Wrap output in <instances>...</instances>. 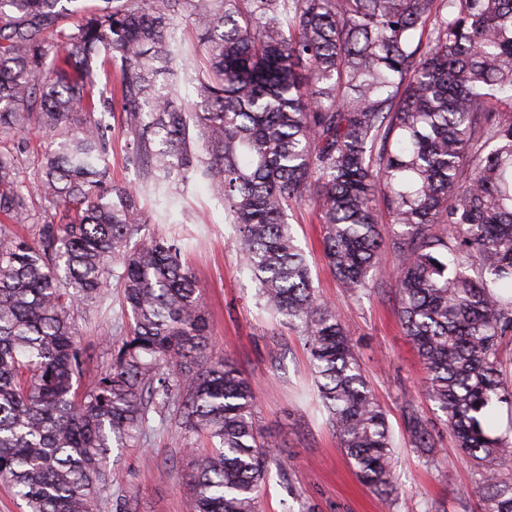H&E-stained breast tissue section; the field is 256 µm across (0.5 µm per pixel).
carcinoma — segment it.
<instances>
[{
  "label": "carcinoma",
  "instance_id": "obj_1",
  "mask_svg": "<svg viewBox=\"0 0 512 512\" xmlns=\"http://www.w3.org/2000/svg\"><path fill=\"white\" fill-rule=\"evenodd\" d=\"M0 0V134L51 140L31 194L54 203L37 241L0 228V483L26 512H99L112 448L174 422L195 512H260L271 469L248 379L210 354L198 282L171 238L143 233L195 183L224 202L271 314L302 336L322 408L357 477L398 495L394 440L336 309L321 302L288 224L312 205L326 265L351 294L402 256L398 318L424 396L480 475L486 512H512V0ZM194 27L190 50L173 38ZM56 33L48 50L44 33ZM192 61L193 96L172 64ZM115 70L117 91L96 88ZM142 185L112 184L109 125ZM28 195L0 155V214ZM128 322L112 364L82 386L78 319L110 280ZM410 445L435 452L408 403ZM204 434L201 456L191 435Z\"/></svg>",
  "mask_w": 512,
  "mask_h": 512
}]
</instances>
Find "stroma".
Returning <instances> with one entry per match:
<instances>
[{
	"mask_svg": "<svg viewBox=\"0 0 512 512\" xmlns=\"http://www.w3.org/2000/svg\"><path fill=\"white\" fill-rule=\"evenodd\" d=\"M49 142L37 131L0 136V153L18 156L20 179L30 185ZM320 298L336 306L366 379L393 431L398 495L392 504L374 496L347 463L317 398L309 353L298 331L272 317L257 300V288L239 263V239L223 203L197 185L172 222L151 223L147 232L185 243L184 258L202 289L210 314L213 354L235 361L247 376L259 424L275 452L291 464L290 482L270 479L262 512H484L478 475L459 455L433 403L422 397L425 375L398 321L392 281L374 291L348 296L328 271L322 226L309 208L289 217ZM103 309H88L79 321L85 351L84 382L107 369L112 344L120 336L121 291L110 283ZM414 402L434 424L436 452L424 456L407 442L403 406ZM147 443L112 451L113 495L128 494L137 512H194L184 473L188 461L172 445L171 422L152 418Z\"/></svg>",
	"mask_w": 512,
	"mask_h": 512,
	"instance_id": "35a3bbf8",
	"label": "stroma"
}]
</instances>
